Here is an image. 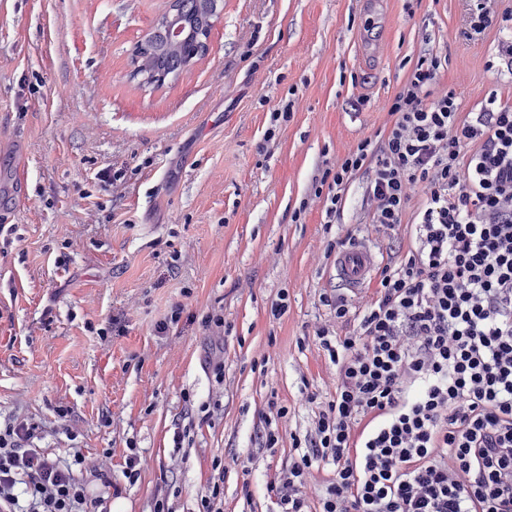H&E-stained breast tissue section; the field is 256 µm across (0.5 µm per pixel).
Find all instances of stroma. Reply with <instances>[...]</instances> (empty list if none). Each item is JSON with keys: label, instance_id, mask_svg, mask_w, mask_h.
<instances>
[{"label": "stroma", "instance_id": "35a3bbf8", "mask_svg": "<svg viewBox=\"0 0 512 512\" xmlns=\"http://www.w3.org/2000/svg\"><path fill=\"white\" fill-rule=\"evenodd\" d=\"M169 2L0 0V424L79 450L76 475L126 512H198L217 481L223 512H272L305 391L334 390L312 334L340 286L336 231L313 178L383 130L423 51L461 111L512 103L485 69L504 35L463 37L468 0H221L206 52L146 88L131 59ZM272 396L288 414L271 456Z\"/></svg>", "mask_w": 512, "mask_h": 512}]
</instances>
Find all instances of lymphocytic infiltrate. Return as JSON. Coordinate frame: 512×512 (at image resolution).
Wrapping results in <instances>:
<instances>
[{
    "label": "lymphocytic infiltrate",
    "instance_id": "f902f5d3",
    "mask_svg": "<svg viewBox=\"0 0 512 512\" xmlns=\"http://www.w3.org/2000/svg\"><path fill=\"white\" fill-rule=\"evenodd\" d=\"M424 53L389 121L314 179L328 223L357 174L366 224L387 238L372 292L321 293L313 342L336 368L329 397L269 485L277 512H512V104L463 113ZM38 426L0 428L7 512H96L72 460L35 447Z\"/></svg>",
    "mask_w": 512,
    "mask_h": 512
}]
</instances>
